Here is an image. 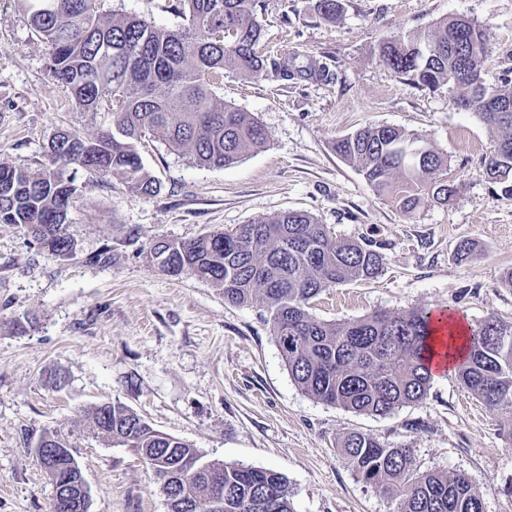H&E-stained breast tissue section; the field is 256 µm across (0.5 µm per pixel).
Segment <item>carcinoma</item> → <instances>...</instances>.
Segmentation results:
<instances>
[{"label": "carcinoma", "mask_w": 512, "mask_h": 512, "mask_svg": "<svg viewBox=\"0 0 512 512\" xmlns=\"http://www.w3.org/2000/svg\"><path fill=\"white\" fill-rule=\"evenodd\" d=\"M30 22L49 47L48 70L82 109L101 118L93 137L54 133L48 162L31 171L0 162V224L22 227L40 249L57 257L75 253L64 211L77 197L70 165L123 180L135 194H154L138 143L150 135L182 150L200 166H229L267 144L264 127L249 113L224 103L220 77L230 68L248 78L267 71L288 81L302 74L288 55L260 52L263 28L256 0H183L187 25L164 29L146 19L100 12L102 0H24ZM324 19L340 12V0H316ZM466 45V62L483 68L489 46L483 30L463 18L444 19L428 31L390 35L379 59L421 89L451 86L462 63L452 44ZM470 112L498 132L483 174L512 197V71L502 86L471 91ZM492 96L507 112H485ZM334 150L355 166L367 184L404 213L424 196L448 202V161L419 136L383 124H366L336 139ZM151 261L171 276L189 274L222 289L238 305L260 304L292 380L309 396L347 411L387 415L427 398L432 371V311H377L363 318L324 322L310 302L329 288L372 279L383 267L377 250L338 240L308 213L288 211L190 241L159 239ZM464 388L493 411L512 410V323L497 317L470 330ZM91 431L153 457L180 478L160 486L172 512H211L215 483L224 488L223 512H293L285 478L238 463H204L181 473L184 461L201 462L191 445L162 433L134 411L106 403L88 412ZM63 456L68 438L42 430L34 447ZM341 451L358 478L397 500V512H483L463 474L421 471L407 445L391 447L354 431Z\"/></svg>", "instance_id": "1"}]
</instances>
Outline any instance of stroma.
Listing matches in <instances>:
<instances>
[{"label":"stroma","instance_id":"35a3bbf8","mask_svg":"<svg viewBox=\"0 0 512 512\" xmlns=\"http://www.w3.org/2000/svg\"><path fill=\"white\" fill-rule=\"evenodd\" d=\"M178 0H106V9L175 29ZM315 0H257L262 53H291L323 67L283 84L274 73L224 72L225 102L264 127L267 145L226 167H201L146 138L138 146L159 180L151 195L120 179L71 169L79 188L68 232L76 253L57 259L25 231L0 224V512H50L53 485L33 451L44 429L69 434L90 492L88 512H168L131 448L88 434L85 416L112 402L205 460L282 474L295 512H395L339 449L350 431L414 450L420 469L469 477L483 512H512V413L486 408L457 374L434 378L427 398L386 416L328 405L292 380L263 307L235 305L212 283L168 276L148 257L160 238L212 231L299 210L333 237L372 244L384 257L369 281L326 290L311 312L340 322L377 310L442 309L477 326L512 321V197L485 179L495 134L459 110L447 90L417 88L378 58L397 32L443 19L480 25L490 47L482 70L495 86L512 67V0H342L333 20ZM48 49L21 0H0V161L39 169L58 129L95 135L99 122L49 74ZM368 123L396 126L448 159L456 193L406 214L366 184L333 149ZM473 255L459 260L461 243ZM109 249L108 264L93 257Z\"/></svg>","mask_w":512,"mask_h":512}]
</instances>
